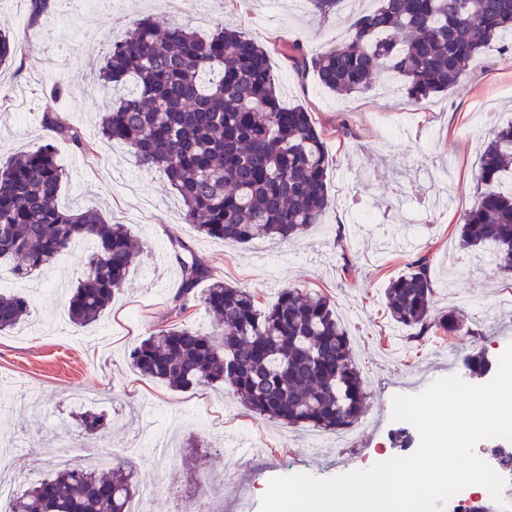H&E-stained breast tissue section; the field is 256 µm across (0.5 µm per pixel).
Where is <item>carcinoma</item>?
<instances>
[{"label":"carcinoma","instance_id":"carcinoma-1","mask_svg":"<svg viewBox=\"0 0 512 512\" xmlns=\"http://www.w3.org/2000/svg\"><path fill=\"white\" fill-rule=\"evenodd\" d=\"M345 0H306L324 23ZM512 50V0H376L336 45L310 55L299 41L288 60L301 78L316 75L338 99L373 89L386 72L405 100L426 105L460 84L491 44ZM18 51L0 30V64ZM100 87L122 86L99 117L106 141L125 143L138 166L160 174L181 200L184 221L203 236L231 245L288 243L323 223L335 205L323 132L302 105L285 108L271 72L270 50L248 34L216 27L202 37L163 16L140 19L112 44L98 68ZM51 138L87 155L94 143L51 104ZM66 174L45 143L0 161V264L25 281L84 246V279L68 298L71 322L99 320L122 289L140 242L97 208L58 204ZM480 190L466 213L458 245L492 256L512 271V123L494 131L478 160ZM180 274L173 321L136 342L128 357L140 375L174 390L227 384L245 410L293 427L341 434L366 412L364 381L336 306L315 291L283 288L261 307L255 293L213 278L178 237L170 238ZM388 281L385 308L408 339L455 336L464 315L431 314L435 294L430 259ZM209 283L203 293L197 287ZM201 304L215 330L185 325ZM25 297L0 292V331L28 316ZM134 464L58 467L21 488L12 512H125L138 493Z\"/></svg>","mask_w":512,"mask_h":512}]
</instances>
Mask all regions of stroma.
Returning <instances> with one entry per match:
<instances>
[{
	"mask_svg": "<svg viewBox=\"0 0 512 512\" xmlns=\"http://www.w3.org/2000/svg\"><path fill=\"white\" fill-rule=\"evenodd\" d=\"M354 12L344 5L324 24L313 19L305 0H276L271 10L264 0H124L116 10L75 15L60 0L33 26L27 0H0V23L12 28L20 44L16 57L0 65V160L45 142L42 115L55 81L42 73L53 67L66 85L55 101L57 112L96 143L95 153L84 155L54 141L56 159L68 174L60 206L101 208L143 244L111 308L85 328L74 326L67 314L83 254L58 259L33 282L0 275V292H20L30 302L27 323L0 333V453L17 477L33 466L38 449L48 447L56 423L68 422L79 433L80 414L92 410L112 419L111 429L98 433V447L133 460L143 488L163 481L178 491L179 512H196L206 478L224 490L213 497V512H238L241 487L253 491L299 469L331 478L335 459L357 465L369 448L411 455L412 447L399 439L402 422L391 418L395 395L420 392L448 375L473 385L489 382V375H469L461 359L449 360L448 347L461 345L464 355L482 348L493 361L502 346L512 344L506 315L512 273L479 261L455 242L475 203L480 147L495 128L512 123V51L490 48L459 86L422 108L401 104L393 88L340 100L315 76L298 78L286 54L296 40L311 54L334 45ZM154 13L201 35L224 21L258 40L270 51L283 105L306 107L324 130L337 205L305 239L241 247L204 237L184 223L176 196L158 173L139 168L127 147L100 140L97 116L110 101L95 91L97 66L112 42ZM343 124L352 137L338 134ZM413 211L424 215V223H406ZM340 232L345 239L338 246ZM173 233L212 267L215 278L249 289L263 302L275 301L287 287L330 296L352 334L368 403L383 409L377 426L351 439L326 433L313 439L308 428L249 413L224 385L177 391L137 375L127 351L168 323L180 284L168 243ZM423 255L432 261L434 314L461 310L466 300L478 309L468 319V344L456 336L407 341L388 320V280ZM193 439L198 447H190Z\"/></svg>",
	"mask_w": 512,
	"mask_h": 512,
	"instance_id": "1",
	"label": "stroma"
}]
</instances>
